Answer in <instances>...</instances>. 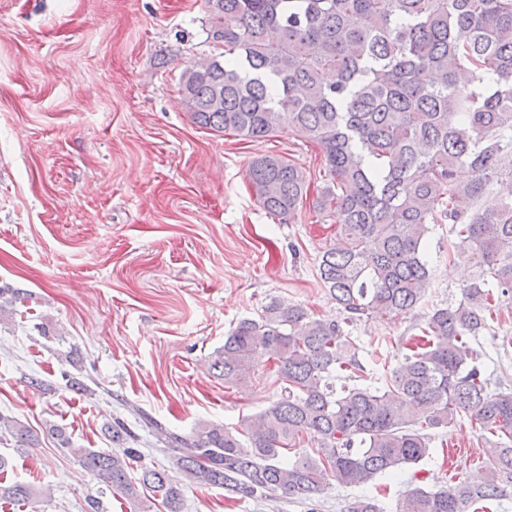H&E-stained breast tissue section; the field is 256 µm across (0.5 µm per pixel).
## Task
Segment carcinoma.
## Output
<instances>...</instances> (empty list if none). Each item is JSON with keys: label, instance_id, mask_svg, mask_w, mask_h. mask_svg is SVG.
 Here are the masks:
<instances>
[{"label": "carcinoma", "instance_id": "obj_1", "mask_svg": "<svg viewBox=\"0 0 512 512\" xmlns=\"http://www.w3.org/2000/svg\"><path fill=\"white\" fill-rule=\"evenodd\" d=\"M206 41L221 53L184 65L179 91L202 128L251 142L298 129L323 152L314 209L336 224L318 264L331 316L274 298L243 318L214 352L224 382L245 383L253 355L273 361L281 391L240 428L200 423L188 435L141 412L171 467L143 466L137 436L103 424L110 450L78 448L65 428L47 433L97 483L139 512H183L181 481L260 502L281 495L317 512L330 478L342 486L395 476L432 457L429 429L465 414L489 434L481 480L417 487L395 512H470L512 491V387L489 389L474 348L512 301V0H205ZM258 204L285 223L309 184L291 159L255 158ZM493 196L492 206L484 205ZM432 224H449L477 268L454 305L418 326L420 342L379 386L343 384L364 371L349 326L414 312L433 273L424 260ZM32 293L0 285V324L31 312ZM80 395L94 389L64 374ZM16 450L38 445L19 419L0 414ZM315 455L286 457L297 440ZM30 482L0 481V501L40 502Z\"/></svg>", "mask_w": 512, "mask_h": 512}]
</instances>
